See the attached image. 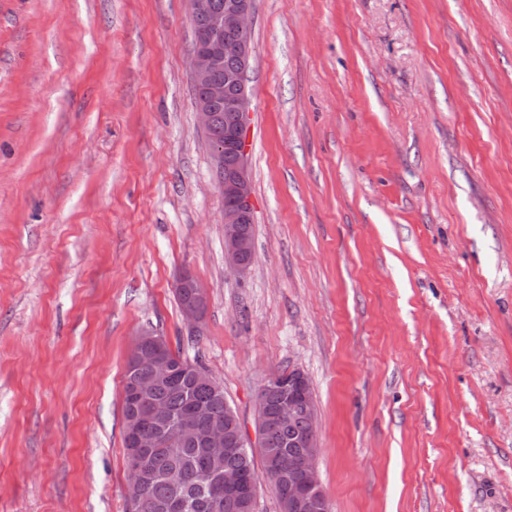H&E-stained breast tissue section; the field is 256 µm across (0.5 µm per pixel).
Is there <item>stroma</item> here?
<instances>
[{
  "instance_id": "35a3bbf8",
  "label": "stroma",
  "mask_w": 512,
  "mask_h": 512,
  "mask_svg": "<svg viewBox=\"0 0 512 512\" xmlns=\"http://www.w3.org/2000/svg\"><path fill=\"white\" fill-rule=\"evenodd\" d=\"M185 0H0V512H132L125 364L188 328L246 431L302 369L331 512H512V0H256L254 260ZM177 281L187 282L182 284L176 283L174 289L175 297L180 308L186 305L183 308V316L190 332L198 333L201 330L207 307V292L189 272L182 273ZM188 283L191 284L192 288H190ZM193 289L195 294L194 302Z\"/></svg>"
}]
</instances>
